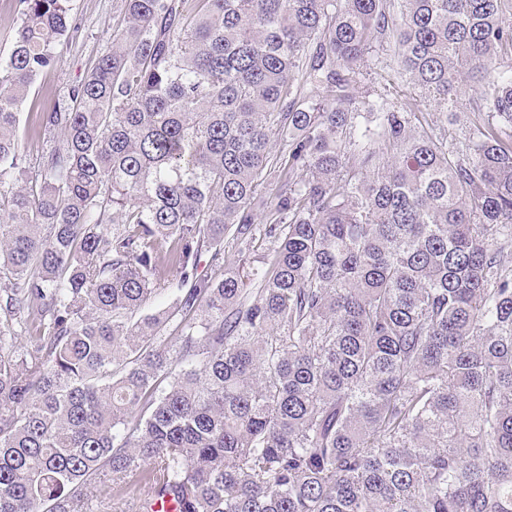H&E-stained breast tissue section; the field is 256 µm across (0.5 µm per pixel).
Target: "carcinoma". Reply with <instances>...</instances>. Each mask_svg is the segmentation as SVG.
Instances as JSON below:
<instances>
[{
    "label": "carcinoma",
    "instance_id": "1",
    "mask_svg": "<svg viewBox=\"0 0 512 512\" xmlns=\"http://www.w3.org/2000/svg\"><path fill=\"white\" fill-rule=\"evenodd\" d=\"M19 2L0 512H512V0H122L34 162L70 0Z\"/></svg>",
    "mask_w": 512,
    "mask_h": 512
}]
</instances>
